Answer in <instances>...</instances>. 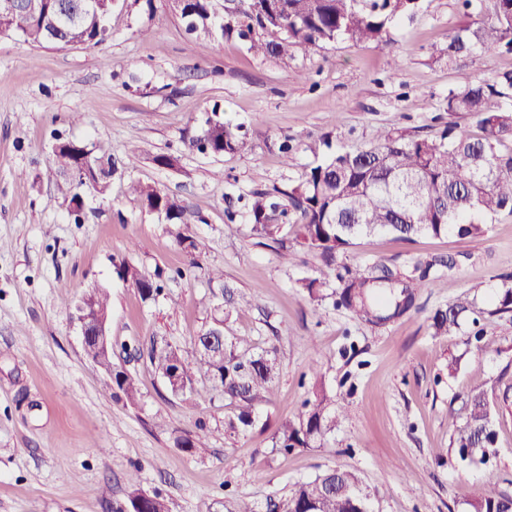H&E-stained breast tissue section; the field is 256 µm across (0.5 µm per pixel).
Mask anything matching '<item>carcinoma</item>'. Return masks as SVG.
<instances>
[{"label": "carcinoma", "mask_w": 512, "mask_h": 512, "mask_svg": "<svg viewBox=\"0 0 512 512\" xmlns=\"http://www.w3.org/2000/svg\"><path fill=\"white\" fill-rule=\"evenodd\" d=\"M463 13L477 12L482 19L460 27L448 43L433 49L432 56L448 62L459 81L448 90L445 111L470 115L479 128L471 135L454 122H443L430 135L412 134L402 128H382L375 141L345 148L323 134L305 144L314 161L297 178L272 188H254L237 196L245 201L248 223L258 243L270 242L288 249V257L302 250L316 256L328 269H337L335 303L358 321L382 326L416 308V299L426 283L454 267L443 259L418 260L411 273L395 266L338 265V259L363 237L379 232L401 241L422 235L480 240L489 231L488 221L503 214L512 216V70L489 80L471 73L482 52L503 48L512 51V0H460ZM99 10L63 38L60 45L98 46L110 35L114 0H98ZM57 0H45L43 11L17 27L14 35L38 47H50L47 36L56 21ZM420 0H182L180 16L189 22L196 45L205 50L219 26L224 37L248 40V50L266 57L284 58L291 48L317 49L345 39L355 44L373 43L389 47L392 29L420 10ZM262 30L276 34L271 40L252 36ZM186 146L213 156H235L248 147L247 133L230 122L208 119ZM71 143L53 153L64 180L57 185L63 200L78 203L80 191L108 190L118 167L108 148L100 143ZM78 167L89 171L76 186L67 173ZM129 192L151 212L170 223H181L185 201L161 189L139 182ZM118 276L132 283L145 299L160 294L158 282L131 264L116 267ZM309 302L318 306L327 298L324 283L316 278L301 281ZM470 305L453 303L429 316L430 334L448 336L460 329ZM494 314L512 315V286L497 291ZM195 366L191 367L179 347L168 342L149 350V360L174 395L195 390V376L209 382V390L224 396L235 410L225 421L231 434L247 432L254 425V411L268 401L279 373L276 349L259 352L245 339L224 337V347L205 346L204 338L192 342ZM112 383L131 401L138 395L132 377L112 373ZM336 397L329 394L319 375H314L313 397L303 411L275 429L273 447L288 454L318 447L336 428ZM462 423L453 438L461 457L485 460L496 455V415L485 392L473 390L458 409ZM185 452L207 449L204 438L177 440ZM130 491L123 512L136 501L145 512H168L159 494L137 488L130 477ZM457 496L469 512H512V496L486 493L474 495L466 486ZM284 512H369L367 497L357 487L349 470H328L314 479L298 482L291 490Z\"/></svg>", "instance_id": "1"}]
</instances>
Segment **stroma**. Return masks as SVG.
Instances as JSON below:
<instances>
[{
	"instance_id": "obj_1",
	"label": "stroma",
	"mask_w": 512,
	"mask_h": 512,
	"mask_svg": "<svg viewBox=\"0 0 512 512\" xmlns=\"http://www.w3.org/2000/svg\"><path fill=\"white\" fill-rule=\"evenodd\" d=\"M465 22L457 0H424L395 28L392 47L339 40L277 59L237 38L199 52L168 0H119L112 34L95 48L0 37V512H112L133 477L169 512H224L241 498L269 512L296 483L336 467L357 475L372 512H468L455 495L461 484L512 495V317L492 314L495 288L512 276V216L478 241L359 240L344 263L408 272L420 259L455 262L421 289L417 311L374 329L329 301L313 309L301 279L332 288L335 272L313 255L258 245L244 216L231 223L224 213L226 193L281 184L310 163L300 151L283 167L275 146L283 137L329 132L349 145L382 126L435 134L457 77L429 50ZM211 115L243 125L248 150H188L185 138ZM59 138L104 142L118 161L134 140L140 155L106 193L86 191L77 217L56 192ZM160 154L176 167H158ZM132 181L185 200L181 223L144 210L127 192ZM181 236L197 242V267ZM124 261L148 277L163 272L162 295L144 299L120 279ZM215 268L223 282L210 280ZM227 284L248 305L233 311L226 335L276 347L279 362L269 402L239 435L224 429L231 410L221 395L174 396L148 359L155 341L191 355ZM94 288L110 295L112 362L136 379V401L84 357L69 303ZM455 302L481 310L489 349L476 350L467 322L456 335L430 336L433 310ZM317 374L336 396L335 430L320 447L273 451L276 425L297 419ZM474 388L499 415L497 454L486 464L461 460L452 445L455 409ZM197 434L205 454L177 446Z\"/></svg>"
}]
</instances>
